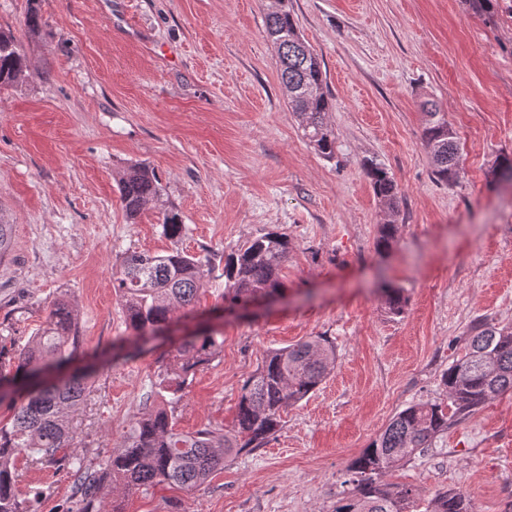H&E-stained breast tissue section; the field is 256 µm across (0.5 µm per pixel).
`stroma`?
Listing matches in <instances>:
<instances>
[{"mask_svg":"<svg viewBox=\"0 0 512 512\" xmlns=\"http://www.w3.org/2000/svg\"><path fill=\"white\" fill-rule=\"evenodd\" d=\"M275 0H0L31 77L0 90V361L9 362L66 297L80 324L76 365L97 371L73 416L68 453L89 469L156 409L168 353L204 328L222 350L188 379L176 427L231 428L239 390L269 351L312 336L336 364L289 407L266 445L225 461L202 485L102 490L122 512H333L355 459L405 407L443 401L441 375L480 324L512 325V0H288L326 74L336 156L303 136L283 92L265 17ZM42 18L27 32L29 9ZM457 134L459 174L434 179L422 144L425 101ZM398 189L388 213L362 167ZM155 170L182 216L165 237L154 207L129 221L118 180ZM395 218L392 248L377 251ZM268 229L287 234L283 291L246 311L224 302V254ZM209 258L208 288L163 335L134 342L113 274L129 250ZM399 289L391 315L385 289ZM37 512H79L73 473L17 460ZM389 482L412 512L461 489L474 512H512V392L451 424Z\"/></svg>","mask_w":512,"mask_h":512,"instance_id":"35a3bbf8","label":"stroma"}]
</instances>
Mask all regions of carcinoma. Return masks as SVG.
<instances>
[{"mask_svg":"<svg viewBox=\"0 0 512 512\" xmlns=\"http://www.w3.org/2000/svg\"><path fill=\"white\" fill-rule=\"evenodd\" d=\"M269 38L277 48L280 78L288 92V107L300 120L304 136L323 157L336 153V137L327 122L330 94L317 55L301 38L288 10L265 18ZM29 77L25 53L13 35L0 32V89ZM423 141L436 179L457 175L456 134L445 115L430 105ZM373 192L390 211L397 208V187L380 163L363 164ZM126 216L136 220L147 205L159 206L162 233L174 239L186 227L180 213L165 206L163 186L154 170L131 164L119 179ZM399 226L379 225L376 246L390 248ZM288 237L268 231L247 241L224 259V300L254 301L283 289L280 272L288 261ZM208 260L184 251L166 254L127 251L116 272V288L124 300L126 322L135 338L163 330L175 308H192L207 285ZM79 324L68 300L50 307L46 325L15 358L12 369L0 372V387L12 398L13 417L0 423V512H35L32 500L17 490L16 459L23 452L30 463L64 464L79 478L77 493L93 503L97 491L119 482L131 492L169 483L191 490L224 465V457L266 444L280 429L288 407L305 399L323 383L336 361V348L324 336H312L266 355L243 383L233 429L203 427L193 433L175 429L172 416L160 407L132 424L121 445L112 449L99 468L86 470L83 460L63 453L70 446V413L87 395V373L75 370L53 379L46 374L70 363L79 347ZM223 342L209 331L184 342L172 354L166 375L175 381V395L186 380L219 353ZM448 401L410 405L396 413L353 464L355 493L336 501L334 512H409L412 491L384 480L393 464L432 447L454 418L472 415L497 396L512 391V327L484 324L465 339V353L441 376ZM435 507L425 512H473L467 493L440 492Z\"/></svg>","mask_w":512,"mask_h":512,"instance_id":"obj_1","label":"carcinoma"}]
</instances>
